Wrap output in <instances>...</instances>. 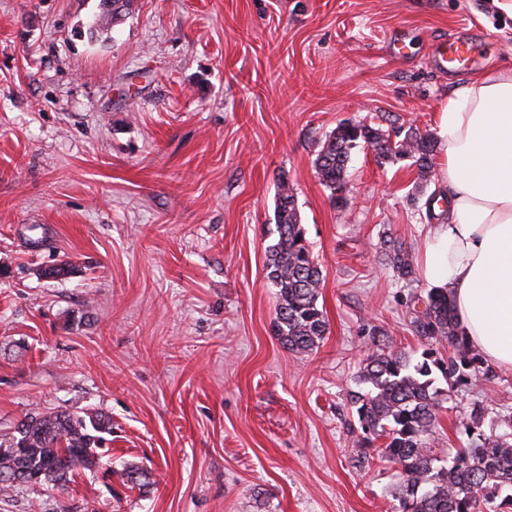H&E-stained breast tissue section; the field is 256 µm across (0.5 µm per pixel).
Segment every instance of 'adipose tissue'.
Returning a JSON list of instances; mask_svg holds the SVG:
<instances>
[{
	"mask_svg": "<svg viewBox=\"0 0 512 512\" xmlns=\"http://www.w3.org/2000/svg\"><path fill=\"white\" fill-rule=\"evenodd\" d=\"M448 221L423 241V273L447 287L460 331L512 367V67L456 88L437 126Z\"/></svg>",
	"mask_w": 512,
	"mask_h": 512,
	"instance_id": "ef3b65f1",
	"label": "adipose tissue"
}]
</instances>
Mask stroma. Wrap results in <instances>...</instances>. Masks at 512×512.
I'll list each match as a JSON object with an SVG mask.
<instances>
[{
  "label": "stroma",
  "instance_id": "obj_1",
  "mask_svg": "<svg viewBox=\"0 0 512 512\" xmlns=\"http://www.w3.org/2000/svg\"><path fill=\"white\" fill-rule=\"evenodd\" d=\"M98 14L99 0H0V436L36 404L96 411L113 469L156 484L82 471L18 487L0 512H393L398 475L357 462L348 394L374 329L426 347L406 302L430 291L439 175L358 148L339 208L314 160L346 121L435 133L457 87L512 66V18L491 0H134L98 36ZM451 33L477 61L452 76L428 60ZM284 180L323 273L328 332L305 354L272 331L264 270ZM63 258L74 273L44 277ZM447 405L439 448L480 444L512 414V369ZM389 265L402 278H409L414 273L409 254L401 245L393 244L388 250ZM119 474L123 483L128 486L131 485L132 489L135 487H147L155 482L151 470L132 463L123 465Z\"/></svg>",
  "mask_w": 512,
  "mask_h": 512
}]
</instances>
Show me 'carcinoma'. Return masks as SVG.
<instances>
[{"mask_svg": "<svg viewBox=\"0 0 512 512\" xmlns=\"http://www.w3.org/2000/svg\"><path fill=\"white\" fill-rule=\"evenodd\" d=\"M134 0H100L97 25L111 29L129 14ZM365 146L384 161L411 159L418 175L426 177L433 166L436 145L431 135L410 129L387 136L361 122H343L326 136L314 166L319 180L338 208L347 205L352 150ZM277 237L267 247L266 277L276 288L278 304L275 333L282 344L298 353L318 346L327 321L318 307L322 271L305 237L294 189L281 182L275 209ZM389 265L409 278L413 266L398 244L389 247ZM412 324L427 339L448 341V357L430 347L415 356L380 342L383 332L373 330L371 354L356 376L357 390L349 404L361 433L358 453L371 450L395 468L399 476L395 512H506L512 509V417L505 429L474 448H457L439 454L434 433L447 393L477 375L484 362L460 334L451 290L433 288L424 309L413 310ZM445 382L447 389L438 386ZM23 432L0 439V495L19 486H63L76 469L100 466L104 435L112 432L110 419L99 412L83 414L31 408L19 422ZM383 440L382 447L375 442ZM123 483L135 487L154 484L153 472L129 463L120 470Z\"/></svg>", "mask_w": 512, "mask_h": 512, "instance_id": "carcinoma-1", "label": "carcinoma"}]
</instances>
